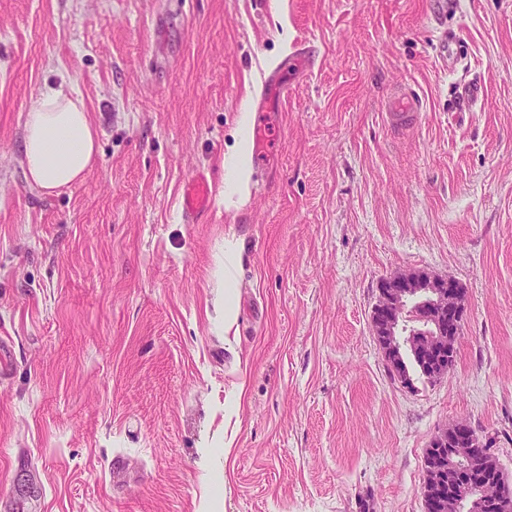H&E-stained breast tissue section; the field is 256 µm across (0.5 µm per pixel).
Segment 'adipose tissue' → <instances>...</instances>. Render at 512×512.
I'll list each match as a JSON object with an SVG mask.
<instances>
[{"instance_id": "1", "label": "adipose tissue", "mask_w": 512, "mask_h": 512, "mask_svg": "<svg viewBox=\"0 0 512 512\" xmlns=\"http://www.w3.org/2000/svg\"><path fill=\"white\" fill-rule=\"evenodd\" d=\"M99 161V128L67 76L46 88L27 114L23 165L29 186L42 194L83 181Z\"/></svg>"}]
</instances>
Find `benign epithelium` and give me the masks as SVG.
<instances>
[{
    "mask_svg": "<svg viewBox=\"0 0 512 512\" xmlns=\"http://www.w3.org/2000/svg\"><path fill=\"white\" fill-rule=\"evenodd\" d=\"M416 296L424 298L426 309L431 312L439 330L418 339L412 344V350L426 360L441 359V365L431 369V375L439 378L451 370L444 358L454 357L456 350L455 345L449 346L443 341L440 327L445 321L456 325L464 318L461 289L454 279L408 275L383 281L372 313L373 328L388 360L393 365L397 364L404 348L394 340L395 321L402 314L406 302ZM477 443L476 436L466 424H457L434 439L429 450L430 459L426 462L424 484L430 512H457L458 493L446 478L448 461L469 463ZM476 499L483 512H498L504 496L491 484L485 483L478 488Z\"/></svg>",
    "mask_w": 512,
    "mask_h": 512,
    "instance_id": "7a95c632",
    "label": "benign epithelium"
}]
</instances>
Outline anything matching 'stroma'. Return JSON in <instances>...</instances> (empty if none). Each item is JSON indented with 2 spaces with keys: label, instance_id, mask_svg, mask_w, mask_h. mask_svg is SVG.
Masks as SVG:
<instances>
[{
  "label": "stroma",
  "instance_id": "obj_1",
  "mask_svg": "<svg viewBox=\"0 0 512 512\" xmlns=\"http://www.w3.org/2000/svg\"><path fill=\"white\" fill-rule=\"evenodd\" d=\"M62 73L100 157L45 196L23 131ZM415 273L467 313L406 386L371 314ZM460 421L512 487V0H0V512H425ZM208 183L204 176H199L193 183V189L183 197V210L190 222H198L207 212Z\"/></svg>",
  "mask_w": 512,
  "mask_h": 512
}]
</instances>
